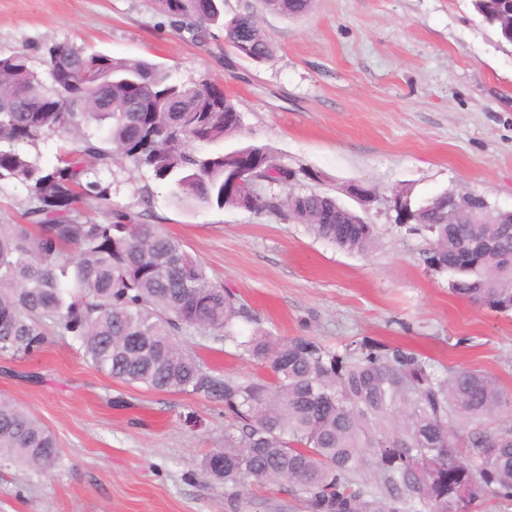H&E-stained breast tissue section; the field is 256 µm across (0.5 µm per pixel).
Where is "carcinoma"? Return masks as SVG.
<instances>
[{
  "label": "carcinoma",
  "mask_w": 512,
  "mask_h": 512,
  "mask_svg": "<svg viewBox=\"0 0 512 512\" xmlns=\"http://www.w3.org/2000/svg\"><path fill=\"white\" fill-rule=\"evenodd\" d=\"M195 43L224 21V0H152ZM291 17L312 0H261ZM483 20L512 43V0H473ZM226 42L261 62L272 41L251 12L233 16ZM46 89L16 53L0 58V180L30 191L19 224H0V353L30 356L54 333L77 341L100 372L152 391L224 402V447L203 460L224 484L228 512L256 506L255 481L302 497L308 512H472L490 493L512 501V397L489 374L439 369L414 350L377 341L331 349L310 336L257 331L243 339L246 311L213 284L182 242L158 224L124 212L98 221L77 204L107 199L85 180V161L132 160L185 202L241 207L224 177L242 164L252 181L288 189L255 209L284 213L317 239L363 253L375 225L336 198L296 190L311 173L282 164L264 146H225L243 134L220 88L171 81L144 59H116L60 43L46 49ZM46 137L62 143L44 170L16 149ZM407 232L427 236L425 263L448 274L456 295L512 311V213L497 224H444L442 192L412 206ZM217 336L268 363V380L219 376L185 347L189 331ZM504 417L490 432L484 420ZM466 448L461 455L457 448ZM36 472L60 460L54 434L18 406L0 401V461Z\"/></svg>",
  "instance_id": "1"
}]
</instances>
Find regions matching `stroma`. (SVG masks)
Returning <instances> with one entry per match:
<instances>
[{
	"instance_id": "stroma-1",
	"label": "stroma",
	"mask_w": 512,
	"mask_h": 512,
	"mask_svg": "<svg viewBox=\"0 0 512 512\" xmlns=\"http://www.w3.org/2000/svg\"><path fill=\"white\" fill-rule=\"evenodd\" d=\"M247 11L272 39L260 63L239 57L220 28L191 42L149 0H0V57L26 53L44 77L42 48L68 43L215 84L244 116L239 144L308 169L303 188L376 225L374 248L350 253L280 213L178 203L126 158L90 167L108 198L80 211L162 225L236 294L249 314L241 335L394 343L485 371L512 394V313L452 294L447 275L424 263L425 238L400 231L390 207L405 188L416 204L452 190L512 210V44L472 0H313L298 18L224 0L225 17ZM353 184L373 201L360 205ZM186 343L215 374L271 376L267 363L213 337L193 331ZM0 400L48 426L61 451L40 474L0 462V512H226L223 484L202 470L224 444L223 402L108 378L57 335L33 356L0 354ZM190 414L201 427L186 423Z\"/></svg>"
}]
</instances>
